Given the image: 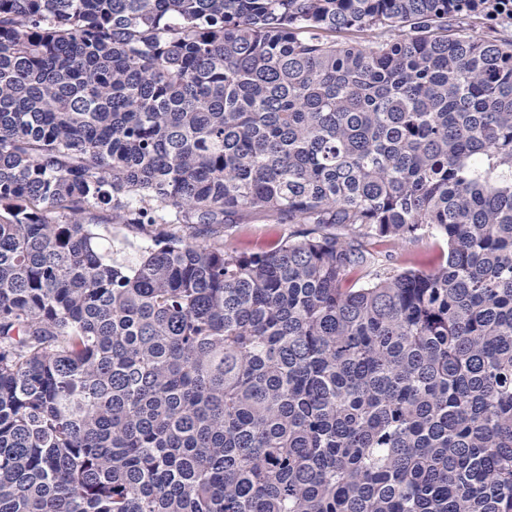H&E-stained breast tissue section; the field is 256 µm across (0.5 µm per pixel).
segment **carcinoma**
<instances>
[{
    "label": "carcinoma",
    "mask_w": 512,
    "mask_h": 512,
    "mask_svg": "<svg viewBox=\"0 0 512 512\" xmlns=\"http://www.w3.org/2000/svg\"><path fill=\"white\" fill-rule=\"evenodd\" d=\"M478 21L512 0H0V512H512V38ZM160 208L304 228L105 244ZM428 233L431 272L374 248ZM301 224H280L273 217L254 215L246 224H224L219 234L229 248L263 252L280 246Z\"/></svg>",
    "instance_id": "carcinoma-1"
}]
</instances>
